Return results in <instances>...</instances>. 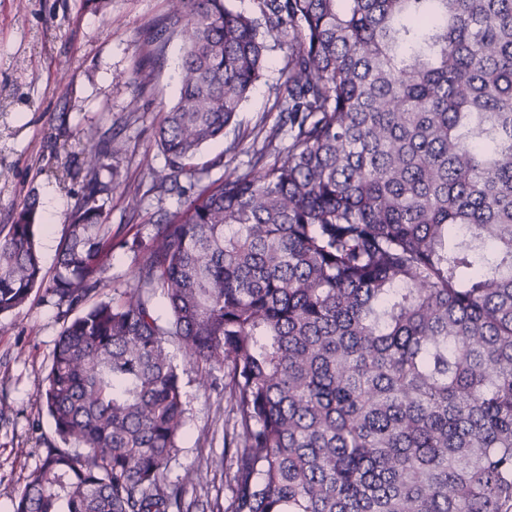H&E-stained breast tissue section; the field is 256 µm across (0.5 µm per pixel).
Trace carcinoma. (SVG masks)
I'll return each instance as SVG.
<instances>
[{
  "mask_svg": "<svg viewBox=\"0 0 512 512\" xmlns=\"http://www.w3.org/2000/svg\"><path fill=\"white\" fill-rule=\"evenodd\" d=\"M171 0L186 49L157 145L173 181L224 137L288 36L292 143L233 141L224 180L134 236L132 288L91 175L46 278L30 197L0 225V315L46 287V449L16 512H184L169 345L235 413L232 512H512V0ZM253 155L245 168L232 165ZM168 319L161 320L157 298Z\"/></svg>",
  "mask_w": 512,
  "mask_h": 512,
  "instance_id": "cac0c4a2",
  "label": "carcinoma"
}]
</instances>
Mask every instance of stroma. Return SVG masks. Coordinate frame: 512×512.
I'll return each instance as SVG.
<instances>
[{
	"label": "stroma",
	"instance_id": "35a3bbf8",
	"mask_svg": "<svg viewBox=\"0 0 512 512\" xmlns=\"http://www.w3.org/2000/svg\"><path fill=\"white\" fill-rule=\"evenodd\" d=\"M169 0H0V95L11 98L0 112V224L36 197L44 225L40 256L53 273L60 238L70 224L88 180L84 148L104 136L126 142L120 162L122 187L105 201L112 226L109 266L98 296L109 299L129 288L137 264L127 242L153 233L157 224L182 210L198 182L224 178V148L256 126L279 119L275 88L287 46L267 54L263 77L243 102L223 140L206 145L169 191L150 186L167 171L156 145L164 112L179 92L182 32L170 33L162 52L148 54L149 37L166 24ZM68 319L54 298L37 289L27 306L0 316V512H14L28 475L57 438L35 400L45 384L54 343ZM189 419L166 477L174 481L224 455V434L234 414L223 382L202 390L193 366H178ZM188 512H228L231 491L225 468L209 484L186 483Z\"/></svg>",
	"mask_w": 512,
	"mask_h": 512
}]
</instances>
